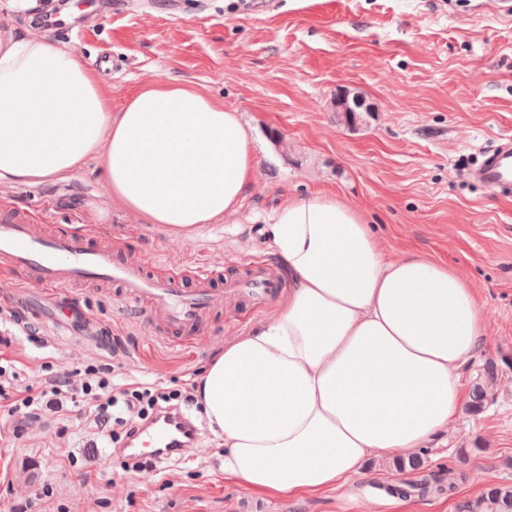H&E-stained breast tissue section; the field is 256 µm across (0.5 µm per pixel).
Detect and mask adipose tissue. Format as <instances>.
<instances>
[{
	"instance_id": "adipose-tissue-1",
	"label": "adipose tissue",
	"mask_w": 512,
	"mask_h": 512,
	"mask_svg": "<svg viewBox=\"0 0 512 512\" xmlns=\"http://www.w3.org/2000/svg\"><path fill=\"white\" fill-rule=\"evenodd\" d=\"M89 160L114 202L177 237L237 213L258 167L250 129L209 93L151 84L116 112L80 56L0 35V180L63 179ZM270 248L291 283L280 312L194 381L225 477L296 496L426 448L487 341L472 284L424 252L385 257L364 214L324 190L279 207Z\"/></svg>"
}]
</instances>
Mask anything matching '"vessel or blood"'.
I'll return each instance as SVG.
<instances>
[{
  "label": "vessel or blood",
  "mask_w": 512,
  "mask_h": 512,
  "mask_svg": "<svg viewBox=\"0 0 512 512\" xmlns=\"http://www.w3.org/2000/svg\"><path fill=\"white\" fill-rule=\"evenodd\" d=\"M473 177L486 189L511 194L512 139H502L485 152ZM0 267L17 279L31 276L37 280L40 292L16 291V301L30 317L48 318L58 333L85 330L88 318L84 312L61 310L64 291L81 282L119 285L121 308L144 309L151 326L176 345L181 344L186 328L202 321L209 304L218 296L214 273L208 267H198L190 276L160 263L151 268L145 261L123 253L118 245L101 247L80 234L46 235L34 214L22 215L8 208L0 209ZM235 286L255 304L264 305L278 294L281 279L268 266H254ZM188 430L183 418L161 417L140 427L127 450L161 461L174 450L194 447V440L187 437Z\"/></svg>",
  "instance_id": "vessel-or-blood-1"
}]
</instances>
